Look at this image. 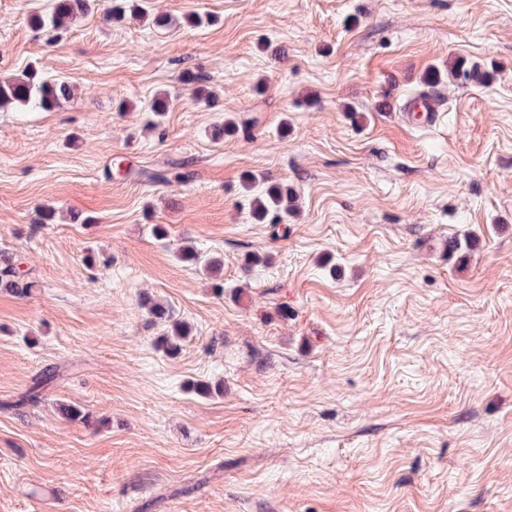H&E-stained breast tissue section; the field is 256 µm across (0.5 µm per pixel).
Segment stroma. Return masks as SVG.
<instances>
[{"label":"stroma","instance_id":"obj_1","mask_svg":"<svg viewBox=\"0 0 512 512\" xmlns=\"http://www.w3.org/2000/svg\"><path fill=\"white\" fill-rule=\"evenodd\" d=\"M150 3L171 26L0 0V79L74 90L0 110V250L37 283L0 288V512H512V0ZM457 59L489 83H424ZM273 184L284 238L252 217ZM89 7L88 0H55L47 13L31 14L30 22L39 28H59L68 20H74L77 15L85 13ZM71 84L63 79H46L29 66L20 75L0 81V110L21 103L41 110H50L68 100ZM296 192L287 185H271L253 200L252 215L258 222L279 224L297 208ZM145 304L148 305L149 311L155 321L162 322L167 326V332L163 338L166 351L173 355L179 353L181 343L190 334V328L187 323L175 319L168 307L154 302L150 298H145Z\"/></svg>","mask_w":512,"mask_h":512}]
</instances>
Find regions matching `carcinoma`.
<instances>
[{
  "label": "carcinoma",
  "mask_w": 512,
  "mask_h": 512,
  "mask_svg": "<svg viewBox=\"0 0 512 512\" xmlns=\"http://www.w3.org/2000/svg\"><path fill=\"white\" fill-rule=\"evenodd\" d=\"M89 9L88 0H54L53 7L45 14L33 13L30 22L39 28H59L67 21L75 19ZM450 76L462 83L486 84L490 73L477 65L466 66L455 63L449 69ZM72 95L71 84L63 79H47L36 68L29 66L20 75L0 81V110L21 103L41 110H50ZM296 192L284 185H271L255 197L252 215L258 222L280 223L284 216L297 208ZM0 286L18 297L32 293L36 282L20 272L15 259L3 252L0 254ZM155 320L167 326L164 346L170 354H177L181 343L189 336L187 323L173 317L168 307L145 299Z\"/></svg>",
  "instance_id": "cac0c4a2"
}]
</instances>
